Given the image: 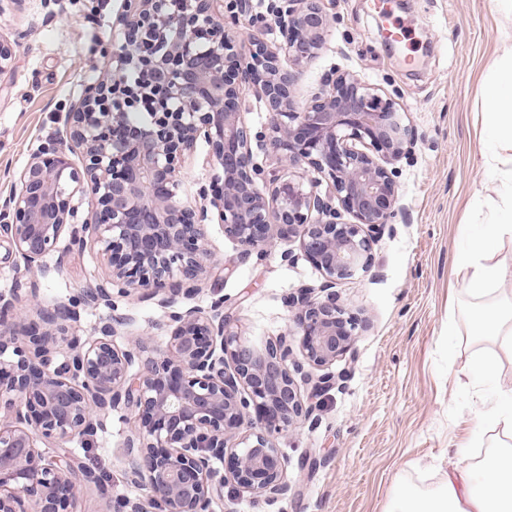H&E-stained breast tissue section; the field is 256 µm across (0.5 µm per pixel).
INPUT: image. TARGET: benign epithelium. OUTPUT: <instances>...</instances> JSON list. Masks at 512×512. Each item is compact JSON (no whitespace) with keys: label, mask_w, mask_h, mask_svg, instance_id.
Masks as SVG:
<instances>
[{"label":"benign epithelium","mask_w":512,"mask_h":512,"mask_svg":"<svg viewBox=\"0 0 512 512\" xmlns=\"http://www.w3.org/2000/svg\"><path fill=\"white\" fill-rule=\"evenodd\" d=\"M288 4L277 19L282 43L259 41L245 59L224 30V0H125L116 70L102 71L66 113L69 145H41L0 206V241L28 272L44 271L42 259L67 233L80 251L97 246L108 269L78 303L113 308L115 295L155 298L171 327L164 349L144 335L121 349L112 337L127 324L122 316L83 340L72 331L71 307H45L34 291L25 309L0 297V512H74L84 489L107 490L108 475L47 456L36 442L63 448L122 409L138 422L125 444V476L143 496L110 501L104 512H214L228 484L267 499L288 493L274 440L313 413L296 376L310 380L306 364L323 370L312 398L335 382L328 368L351 349L358 318L334 288L370 266L371 243L397 217L391 165L413 140L395 102L349 72L326 76L297 110L295 83L334 17L321 0ZM19 48L0 36V76ZM282 53L294 70L282 67ZM245 83L265 101L267 136L251 134L242 118ZM138 111L149 121H131ZM201 137L214 172L200 189L203 204L192 206L180 195L181 176ZM254 139L283 171L265 193ZM304 164L324 177L325 191L306 181ZM85 199L88 217L74 224ZM210 217L243 257L296 239L324 276L288 296L286 334L251 343L228 329L222 300L207 312L179 308L215 266Z\"/></svg>","instance_id":"7a95c632"}]
</instances>
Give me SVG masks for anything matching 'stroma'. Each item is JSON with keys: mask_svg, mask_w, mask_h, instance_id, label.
<instances>
[{"mask_svg": "<svg viewBox=\"0 0 512 512\" xmlns=\"http://www.w3.org/2000/svg\"><path fill=\"white\" fill-rule=\"evenodd\" d=\"M334 18L323 48L304 68L295 100L306 103L332 71L350 72L400 106L414 134L396 163L399 213L373 242L368 269L336 287L362 326L351 350L332 365V388L314 397L315 410L277 439L288 492L275 500L225 487L215 512H385L402 480L429 485L465 449L479 460L476 416L488 404L484 386L463 376L473 357L497 344L448 340V320L466 325L471 299L456 270L458 227L481 222L488 196L476 160L481 149L482 76L495 55L499 23L489 0H390L381 18L371 0H322ZM124 0H0V36L18 40L10 72L0 77V203L33 152L65 135L64 118L112 66L123 41ZM403 21L408 41H383L389 19ZM212 174L210 150L198 141L181 188L195 201ZM218 267L182 308L209 309L223 300L230 325L261 342L284 334L289 293L319 286L322 274L298 243L242 257L218 222L208 227ZM45 273L27 272L22 258L0 248V297L26 298L37 288L45 305L66 304L105 277L96 247L66 260L45 257ZM130 319L114 343L146 333L166 343L167 313L157 300L118 299ZM133 412L112 413L87 443L70 444L77 462L110 476L113 498L136 496L125 479L122 448L134 435Z\"/></svg>", "mask_w": 512, "mask_h": 512, "instance_id": "obj_1", "label": "stroma"}]
</instances>
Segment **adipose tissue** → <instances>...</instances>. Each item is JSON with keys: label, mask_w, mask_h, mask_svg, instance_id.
I'll list each match as a JSON object with an SVG mask.
<instances>
[{"label": "adipose tissue", "mask_w": 512, "mask_h": 512, "mask_svg": "<svg viewBox=\"0 0 512 512\" xmlns=\"http://www.w3.org/2000/svg\"><path fill=\"white\" fill-rule=\"evenodd\" d=\"M483 125L478 166L497 199L483 229L459 227L456 267L476 304L470 315L471 335L494 340L512 357V295L499 287L512 279V266L499 260L504 239H512V34L502 33L500 53L487 68L483 87ZM497 361H473L466 375L489 385L491 405L479 414L474 436L490 426L502 428L504 440L494 443L475 465L455 464L429 489L411 483L396 488L389 512H512V378L497 376Z\"/></svg>", "instance_id": "ef3b65f1"}]
</instances>
